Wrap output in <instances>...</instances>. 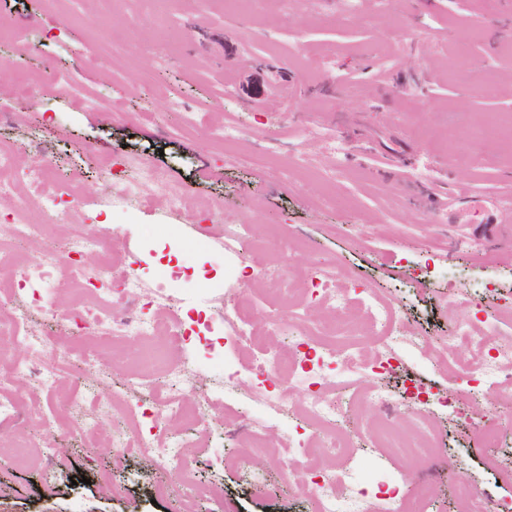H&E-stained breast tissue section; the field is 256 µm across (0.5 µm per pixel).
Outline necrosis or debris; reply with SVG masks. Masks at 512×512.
I'll return each mask as SVG.
<instances>
[{
    "instance_id": "4bbe7bcc",
    "label": "necrosis or debris",
    "mask_w": 512,
    "mask_h": 512,
    "mask_svg": "<svg viewBox=\"0 0 512 512\" xmlns=\"http://www.w3.org/2000/svg\"><path fill=\"white\" fill-rule=\"evenodd\" d=\"M118 166L125 195L138 194L146 184L164 195L169 208L181 216L188 217L207 208L202 201H188L162 168L130 157L120 160ZM52 180L45 166L36 163L21 168L12 150L0 148V243L54 236L53 214L65 191L53 186ZM35 212L40 213V220H32ZM111 246L109 238L95 233L71 235L65 254L44 253L35 260L19 261L0 250V266H8L14 285L25 290L36 307L43 304L41 288L47 284L60 294H90L94 303L83 311L79 321L84 328L93 330L100 344L113 346L128 337L143 342L162 338L165 350L149 351L142 368L129 376L132 386L152 394V405L146 409L135 402L126 412L132 418L151 413L162 427L171 420L205 426L207 420L201 411L208 405V398L192 403L183 396L184 390L194 383L192 361L166 354L167 349L185 341L184 325L175 314L180 300L165 282L144 281L130 263L109 258ZM88 252L105 254L106 259L96 268H84L78 258ZM336 277L332 266L311 267L298 280L280 276L278 293L290 302L285 317L272 314L259 304L248 309L239 305L238 298L248 277L236 266L226 268L220 282H201L197 291L223 310L225 337L252 349V372L259 376L298 374L304 389L300 404L313 431L309 439L287 438L283 445L291 457L288 476L298 490H306L309 476L319 478L312 496L313 512H425L422 495H394L374 489L360 479L361 458L336 428L338 411L327 399L323 363H339L342 379L357 384L361 399L389 404L392 395L378 384L367 383L370 368L400 371L409 352L422 354L431 363L445 368L453 364L456 347L474 346L481 355L459 368L460 378L489 380L497 386L499 394L512 397V349L500 343L495 331L476 335L474 322L465 314L460 315L448 337L428 341L405 335L402 312L394 300L372 291L349 297L335 290ZM299 283L313 289L327 303L335 318L331 327L306 320L302 308L293 301ZM138 301L146 303V311L131 310V303ZM289 323H299L304 328L296 345L284 352L265 344V337ZM25 348L31 349V359L24 363L16 361V353ZM95 358L96 352L91 348L71 355L61 352L55 336L35 335L16 315L0 312V386L8 384L13 373L23 371L33 376L39 388L51 392L74 364L88 365ZM111 408V401L91 400L73 391L67 398L66 413L85 444L94 447L98 444L96 421ZM433 438V423L421 412L405 416L402 425H386L380 432L379 446L385 452L403 456L413 466L431 458ZM190 445L188 438L169 434L147 440L133 429L113 437L109 443L116 455L130 451L153 455L157 468L164 470L181 468L183 450ZM323 457L339 460V467L319 470L317 463Z\"/></svg>"
}]
</instances>
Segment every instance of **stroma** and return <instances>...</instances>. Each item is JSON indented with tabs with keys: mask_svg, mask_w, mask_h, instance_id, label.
I'll return each mask as SVG.
<instances>
[{
	"mask_svg": "<svg viewBox=\"0 0 512 512\" xmlns=\"http://www.w3.org/2000/svg\"><path fill=\"white\" fill-rule=\"evenodd\" d=\"M344 6L269 0L236 11L225 0H170L175 22L164 29L154 0H118L105 43L96 0H0V143L16 148L21 167L36 158L64 165L66 181L78 186L76 202L59 210L70 232L113 236L147 279L164 263L176 265L173 287L196 310L185 320L195 394L215 389L225 363L240 379L207 408L208 432L186 451L193 480L219 485L222 494L184 500L173 485L156 494L152 456L106 460L61 428L37 441L55 455L33 453L23 464L0 455V512H311L310 494L272 489L269 472H285V461L262 456L256 485L234 462L255 419L266 420L273 442L308 426L292 410L300 392L289 396L288 410L270 407L264 397L277 392L278 379L252 373L240 347L225 342L206 314V302L193 296L197 279L224 275V253L213 244L228 224L253 228L237 247L245 265H272L267 230L279 226L297 243L289 270L334 264L340 289L396 298L412 336H447L453 312L441 298L448 288L466 296L493 288L480 313L512 345V319L497 306L512 297V222H500L497 235L488 222L489 213L512 210V148L478 145L477 162L466 167L443 136L478 115L512 113V0H497L489 14L481 0H394L385 13L375 0H359L344 25L329 24ZM461 53L464 83L451 74ZM308 54L327 55V69L306 72L300 59ZM489 67L495 90L486 95L481 77ZM62 69L69 81L55 83ZM185 106L197 114L194 127L182 125ZM226 121L239 128L231 146L214 135ZM261 151L305 154L311 169L281 179L250 165ZM124 155L165 168L188 198L210 202V213L171 236L154 230L173 221L164 197L151 192L130 207L113 206L102 187L110 179L103 162ZM330 195L336 205H322ZM431 196L447 198V209L430 208ZM46 301L44 312L20 291L12 305L71 347L77 300L50 292ZM383 378L397 396L410 382L440 393L458 386L453 371L435 370L419 355L406 374ZM5 391L18 406L0 420V438L27 432L30 404L48 409L55 401L23 373ZM479 391L497 401L498 448H486L471 404L460 402L454 414L433 404L440 456L416 468L381 458L367 431L391 409L357 402L340 385L332 400L342 410L340 427L363 450L366 479L387 475L403 495L430 485L428 512H448L459 479L476 493L512 498V399L497 397L489 384Z\"/></svg>",
	"mask_w": 512,
	"mask_h": 512,
	"instance_id": "obj_1",
	"label": "stroma"
}]
</instances>
